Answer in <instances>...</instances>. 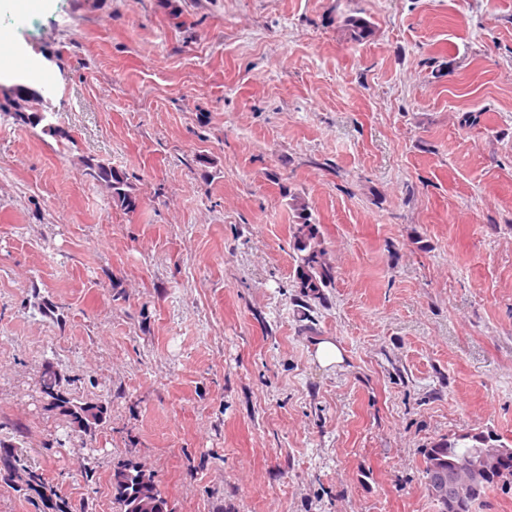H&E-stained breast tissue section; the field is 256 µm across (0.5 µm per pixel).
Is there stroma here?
<instances>
[{
    "label": "stroma",
    "mask_w": 512,
    "mask_h": 512,
    "mask_svg": "<svg viewBox=\"0 0 512 512\" xmlns=\"http://www.w3.org/2000/svg\"><path fill=\"white\" fill-rule=\"evenodd\" d=\"M35 6L0 43L69 138L0 114V512H118L128 463L173 512H436L425 448L512 447V0ZM293 193L336 264L306 313ZM85 175L97 184L104 187L110 194L114 206L128 213L136 211L139 199L129 182V175L122 169L110 163L94 158L83 161ZM41 392L49 400L52 408L61 410L65 416L70 417V424L75 431H85L91 425L102 422L104 408L100 405L77 403L65 397L59 386L57 374L50 369L44 371L41 380Z\"/></svg>",
    "instance_id": "35a3bbf8"
}]
</instances>
